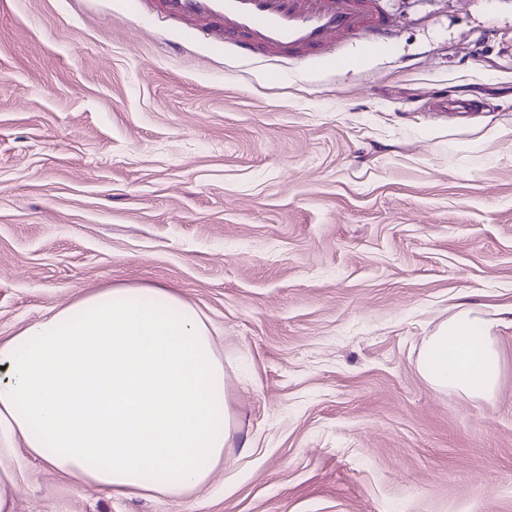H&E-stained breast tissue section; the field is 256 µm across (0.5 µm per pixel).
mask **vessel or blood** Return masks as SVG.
<instances>
[{
  "label": "vessel or blood",
  "mask_w": 512,
  "mask_h": 512,
  "mask_svg": "<svg viewBox=\"0 0 512 512\" xmlns=\"http://www.w3.org/2000/svg\"><path fill=\"white\" fill-rule=\"evenodd\" d=\"M135 14L157 15L207 37L211 50L294 58L338 50L361 35L371 52L390 48L377 0H123Z\"/></svg>",
  "instance_id": "b4317fda"
}]
</instances>
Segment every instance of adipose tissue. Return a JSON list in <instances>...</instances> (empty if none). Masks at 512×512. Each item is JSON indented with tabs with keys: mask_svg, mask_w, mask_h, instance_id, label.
<instances>
[{
	"mask_svg": "<svg viewBox=\"0 0 512 512\" xmlns=\"http://www.w3.org/2000/svg\"><path fill=\"white\" fill-rule=\"evenodd\" d=\"M512 304L460 303L424 337L418 371L440 393L493 399L497 331ZM65 481L119 496L177 497L224 461V364L198 310L161 285L84 294L0 341V433Z\"/></svg>",
	"mask_w": 512,
	"mask_h": 512,
	"instance_id": "1",
	"label": "adipose tissue"
}]
</instances>
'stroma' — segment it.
<instances>
[{
    "instance_id": "1",
    "label": "stroma",
    "mask_w": 512,
    "mask_h": 512,
    "mask_svg": "<svg viewBox=\"0 0 512 512\" xmlns=\"http://www.w3.org/2000/svg\"><path fill=\"white\" fill-rule=\"evenodd\" d=\"M380 5L391 53L352 37L344 65L218 55L121 0H0V340L175 288L237 431L179 498L14 442L13 512H512V329L493 401L417 369L457 303L512 304V0Z\"/></svg>"
}]
</instances>
